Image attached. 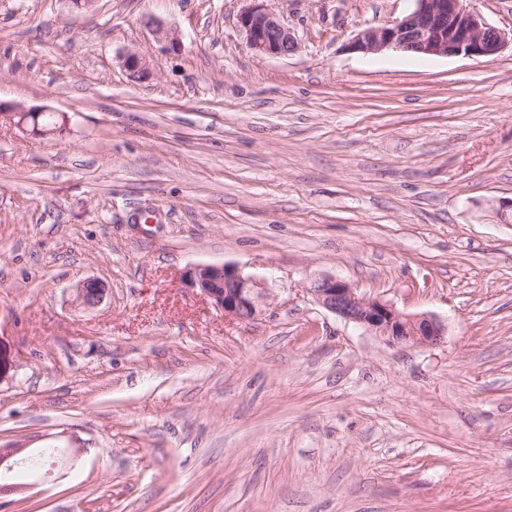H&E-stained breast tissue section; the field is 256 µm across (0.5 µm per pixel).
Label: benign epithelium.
Instances as JSON below:
<instances>
[{
  "instance_id": "7a95c632",
  "label": "benign epithelium",
  "mask_w": 512,
  "mask_h": 512,
  "mask_svg": "<svg viewBox=\"0 0 512 512\" xmlns=\"http://www.w3.org/2000/svg\"><path fill=\"white\" fill-rule=\"evenodd\" d=\"M237 22L248 46L256 53L286 56L297 49V40L281 18L266 5L267 0H247ZM414 10L404 19L370 27L359 34L351 48L361 53L404 51L425 56L464 55L488 58L507 44L508 35L487 24L471 7L472 0H414ZM146 24L156 38L173 51H181L179 33L150 18ZM128 74L146 81L152 77L149 62L129 51L122 56ZM43 108L21 109L0 102V122L27 127L31 114ZM186 286L207 300L224 319L245 323L262 315L268 293L263 281L228 264H203L185 274ZM312 300L341 320L364 328L390 346L428 348L441 342L445 328L436 317L411 315L379 299L357 293L347 281L330 275L313 279L307 288ZM105 285L88 278L73 289L79 308H93L105 296ZM27 446L18 441L0 447V472L10 473L25 455Z\"/></svg>"
}]
</instances>
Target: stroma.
Returning a JSON list of instances; mask_svg holds the SVG:
<instances>
[{
	"mask_svg": "<svg viewBox=\"0 0 512 512\" xmlns=\"http://www.w3.org/2000/svg\"><path fill=\"white\" fill-rule=\"evenodd\" d=\"M244 6L0 0V101L67 118L0 122V443L56 451L0 512H512V49L357 53L413 0H268L298 48L260 55ZM201 264L267 312L225 320ZM319 274L442 342L345 324ZM146 24L151 28L156 38L165 43L166 47L173 52H180L183 42L179 33L172 28H168L161 21L149 18ZM122 64L129 75L141 78V81L149 80L152 77V70L149 62L138 53L129 51L122 56ZM187 288L224 313L225 320L245 323L262 315L268 293L260 279L228 264H203L185 274ZM307 292L322 308L390 346L428 348L440 343L445 333L436 317L403 313L389 303L358 294L350 283L335 276L313 279ZM105 293L106 288L101 281L88 278L75 286L73 300L78 308H93L102 302Z\"/></svg>",
	"mask_w": 512,
	"mask_h": 512,
	"instance_id": "35a3bbf8",
	"label": "stroma"
}]
</instances>
